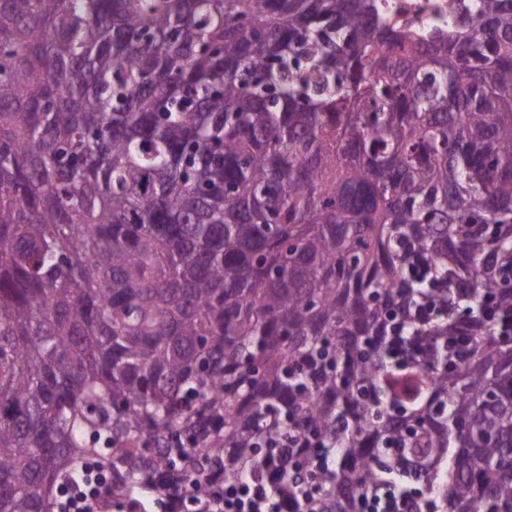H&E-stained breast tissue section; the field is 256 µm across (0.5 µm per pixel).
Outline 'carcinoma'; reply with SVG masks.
I'll return each instance as SVG.
<instances>
[{"mask_svg":"<svg viewBox=\"0 0 512 512\" xmlns=\"http://www.w3.org/2000/svg\"><path fill=\"white\" fill-rule=\"evenodd\" d=\"M285 432L307 512H512V0H0V512H222ZM474 0H373L379 16L389 25L427 40L436 32L447 33L460 15L458 5ZM416 489L388 483L359 503V512H414L412 498Z\"/></svg>","mask_w":512,"mask_h":512,"instance_id":"1","label":"carcinoma"}]
</instances>
